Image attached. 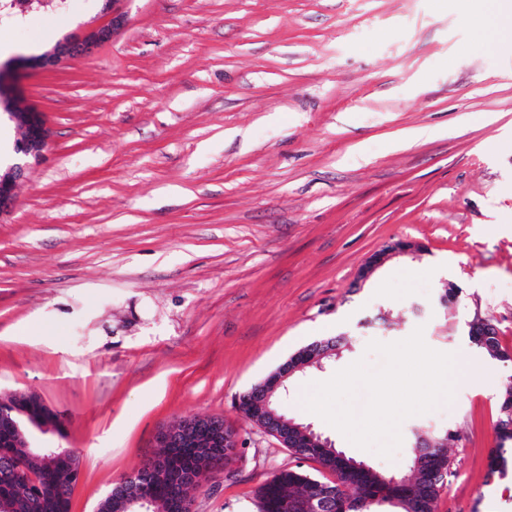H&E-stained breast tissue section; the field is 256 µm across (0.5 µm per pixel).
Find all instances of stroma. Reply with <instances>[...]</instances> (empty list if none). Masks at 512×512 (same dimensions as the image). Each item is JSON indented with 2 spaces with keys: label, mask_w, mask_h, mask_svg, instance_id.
Returning <instances> with one entry per match:
<instances>
[{
  "label": "stroma",
  "mask_w": 512,
  "mask_h": 512,
  "mask_svg": "<svg viewBox=\"0 0 512 512\" xmlns=\"http://www.w3.org/2000/svg\"><path fill=\"white\" fill-rule=\"evenodd\" d=\"M123 11L108 43L51 69L27 61L107 22L104 0L0 15L15 104L49 129L0 217V397L32 391L60 414L44 441L80 458L71 512H95L160 428L195 416L222 417L239 446L193 512H258L260 485L316 464L235 399L336 336L340 356L290 378L281 411L383 472L409 464L412 428L457 433L435 512H512V443L506 474H488L512 361L469 336L480 315L512 350V49L479 43L453 0ZM397 239L425 251L358 282ZM418 328L492 386L406 418L388 458L304 408V385L380 366L368 344Z\"/></svg>",
  "instance_id": "stroma-1"
}]
</instances>
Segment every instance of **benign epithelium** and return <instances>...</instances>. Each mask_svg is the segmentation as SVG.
<instances>
[{
    "mask_svg": "<svg viewBox=\"0 0 512 512\" xmlns=\"http://www.w3.org/2000/svg\"><path fill=\"white\" fill-rule=\"evenodd\" d=\"M125 0H106V8L112 10V21L99 25L86 33L78 40L66 41L56 46L51 52L33 61V64L41 67H51L61 60L87 52L91 47L108 42L115 33L123 19L122 5ZM9 116L15 123L24 130L25 136L18 146L17 153L28 158H39L43 156L48 144L49 130L46 126L43 114L26 109H13ZM28 165L25 162H18L10 166L6 171L0 172V217L10 211L14 201V188L21 180ZM422 252V245L412 240H397L389 242L374 252L365 263L360 272V281L367 280L378 268L387 261L396 257H410L416 259ZM336 353V349H329L322 352H308L301 356L292 355L289 360L278 367L264 382L253 388L255 392L264 394L260 412L272 418V423L262 430L273 437L283 447H290V441L294 438L295 432L307 435L312 440L319 439L311 427H302L294 424L283 416L276 414V411L269 408L271 396L284 386L285 382L295 373L300 372L312 365L317 364L322 358ZM32 432L54 434L56 430L50 422L35 424ZM30 432V433H32ZM30 433L25 432L16 426L10 419L0 417V434L7 436L16 442V447L25 450L21 467L28 471V477H33L29 469L42 470L52 467L58 463V458L53 449L42 447L31 440ZM222 462L204 457L187 473L182 483V493L169 505L170 512H192L190 496L187 495L189 488L197 487L202 479L217 472V467ZM362 471L369 472L371 468L348 458L344 453L337 454L336 472L329 483H320L316 489L302 497L291 501L288 505L289 512H325L326 507L334 500L342 497L346 507L353 512H367L372 502L365 497L350 494V490L357 487L353 483L354 476ZM393 486L400 488V498L392 500V503H403L407 512H416L418 504L414 490L404 480H388ZM28 493V484L17 485L12 494L6 498L0 497V512H13L18 502ZM154 502L144 494H122L118 490L109 492L98 504L97 512H152Z\"/></svg>",
    "mask_w": 512,
    "mask_h": 512,
    "instance_id": "benign-epithelium-1",
    "label": "benign epithelium"
}]
</instances>
